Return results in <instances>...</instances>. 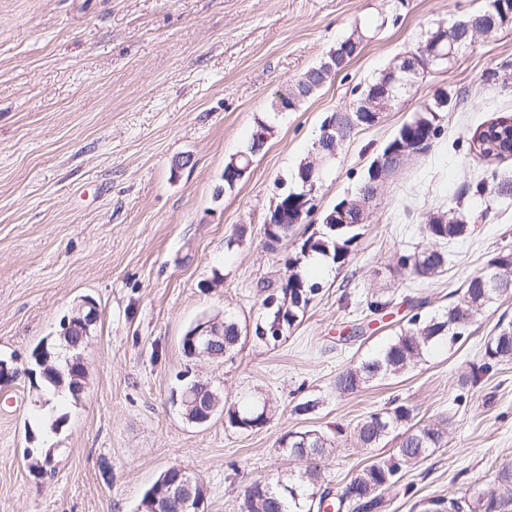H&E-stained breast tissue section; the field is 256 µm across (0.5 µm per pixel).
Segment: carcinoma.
<instances>
[{"label": "carcinoma", "instance_id": "obj_1", "mask_svg": "<svg viewBox=\"0 0 512 512\" xmlns=\"http://www.w3.org/2000/svg\"><path fill=\"white\" fill-rule=\"evenodd\" d=\"M437 35L441 49L451 56L471 44V38L462 37L454 28H436L429 31L411 51L422 55L428 51L429 36ZM362 112H336V132L331 139L316 138L319 146L313 155L329 154L339 150L355 135L356 130L374 122H365ZM443 115L435 102L420 105L412 118L405 122L394 137L383 148L381 155L387 156L383 166V177L396 172L401 164L413 154L426 151L443 132ZM512 123L494 121L478 126L469 139V144L481 141L480 148L473 152L484 158H502L512 155V139L508 131ZM264 143L250 140L246 149L236 154V161H228L224 167V188L232 189L234 167L249 166L252 158L262 150ZM313 162L300 164L295 185L279 193L278 203L289 204L303 193L302 174ZM336 214L332 223L325 225L322 233L313 232L301 237L297 250L285 261V274L275 289L262 301L264 316L248 333L232 317L221 321L223 344L217 350L223 356L232 357L251 337L265 344H276L302 322L307 309L320 293L321 283L305 273V266L315 255L330 260L337 268L351 261L352 252L360 237L361 224L357 212L345 211L333 206ZM265 223L272 227L279 241L293 236L295 225L281 224L276 212L267 213ZM474 228L458 217H448L445 212L433 214L424 225L428 245L412 253L398 255V270L406 271L420 279H430L443 272L448 254L438 244L457 242L472 235ZM491 272L482 270L472 275L464 285L459 297L441 310L431 314H413L399 326L390 340L375 352L363 357L356 364L336 375V392L349 394L375 380L398 376L414 364L422 361L434 349L451 344V337L462 336L486 309L502 296L512 293V282L504 287H495L489 282ZM392 300L385 293L374 291L365 296L362 310L369 314L385 311ZM512 361V321L499 323L493 336L489 337L479 370L486 374L494 367ZM58 369L65 371V383H60L53 373L41 368L33 369L31 381L47 395L65 388L73 391L83 373L78 368H68L66 358L55 361ZM270 406L265 400L249 403L241 408L229 407L224 412V424L237 430L249 431L265 425ZM400 438L396 452L390 462L372 461L360 468L342 490L334 493L322 488L321 475L315 468H307L298 474H287L275 480H256L246 489L240 504V512H323L336 506V512H384L386 501L382 491L396 484L401 473L429 456L434 448L445 444V429L440 422L420 423L415 420L414 409L404 402L392 401L390 406L371 412L353 429V438L362 448H374L390 434ZM288 454L303 457H323L335 447V439L318 430L289 432L279 442ZM54 455L46 450L42 457H33L30 465L36 475L54 471ZM499 486L491 491L466 493L451 497L436 496L420 503V512H512V469H504L498 478Z\"/></svg>", "mask_w": 512, "mask_h": 512}]
</instances>
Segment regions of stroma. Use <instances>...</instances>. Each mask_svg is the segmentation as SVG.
<instances>
[{
    "instance_id": "stroma-1",
    "label": "stroma",
    "mask_w": 512,
    "mask_h": 512,
    "mask_svg": "<svg viewBox=\"0 0 512 512\" xmlns=\"http://www.w3.org/2000/svg\"><path fill=\"white\" fill-rule=\"evenodd\" d=\"M484 0H0V359L29 365L85 299L98 319L82 351L79 398L42 408L26 377L0 386V512H136L144 491L179 465L205 485V512H239L245 486L306 468L278 446L290 431L338 437L317 460L339 489L367 458L356 424L392 399L441 421L446 443L384 492L385 512L496 487L512 469V362L469 383L502 297L453 347L398 377L337 394L336 374L379 348L412 313L445 306L502 247L512 248V198L497 181L512 157L486 160L468 140L512 117V26L477 35L450 63L362 129L324 166L311 224L352 198L370 162L420 104L448 94L444 133L380 186L348 266L330 271L299 326L274 345L255 340L228 360H188L182 338L200 319L254 325L267 284L278 283L293 242L268 247L263 222L280 184L293 182L330 113L437 26ZM369 39L294 110L273 113L276 92L317 66L355 27ZM273 128L245 176L223 190L224 165L259 121ZM481 197H474L476 183ZM475 231L448 244L431 281L398 272L399 253L425 245L437 211ZM385 289L386 315L358 301ZM212 380L225 406L268 398L262 428L225 427L223 414L187 422L170 395L185 367ZM314 400L307 413L296 404ZM51 448L54 475L35 476L25 451Z\"/></svg>"
}]
</instances>
